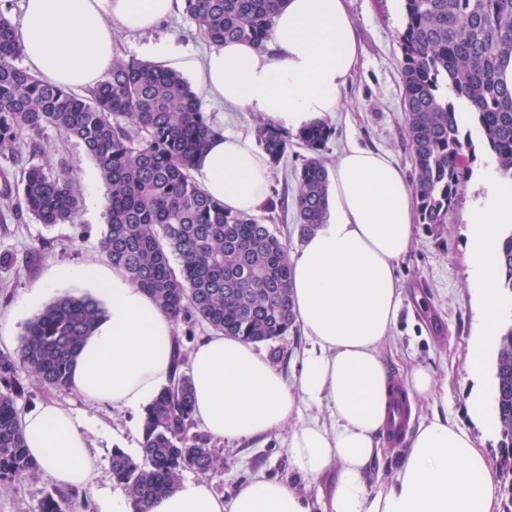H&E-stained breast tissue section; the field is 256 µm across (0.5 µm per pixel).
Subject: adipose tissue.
<instances>
[{
  "label": "adipose tissue",
  "instance_id": "ef3b65f1",
  "mask_svg": "<svg viewBox=\"0 0 512 512\" xmlns=\"http://www.w3.org/2000/svg\"><path fill=\"white\" fill-rule=\"evenodd\" d=\"M176 0H25L20 30L29 69L67 88L96 87L111 70L118 32L146 31ZM347 0H286L265 49L233 41L203 61L165 43L152 49L168 67L188 70L205 100L260 113L295 132L337 111L340 91L360 58ZM200 187L233 212L256 211L268 197L270 165L244 138L220 134L195 162ZM468 276L478 305L471 372L481 375L496 339L499 271L488 241L512 224V186L487 187L469 209ZM413 194L402 170L382 152L352 147L338 158L324 224L290 258L293 311L310 346L294 380L248 342L220 332L190 351L193 416L212 437L244 440L284 429L306 406H324L329 422L301 421L288 442L305 478L332 475L323 512H496L499 480L468 429L440 413L422 418L395 477L370 488L381 456L392 382L382 348L401 307L396 265L412 244ZM62 283L90 288L106 316L70 374L87 399L121 411L147 407L172 374V322L122 273L89 262L57 267L23 301L30 308ZM30 455L60 487L96 486L99 459L92 421L46 403L21 420ZM150 512H312L287 482L258 473L231 500L203 480L180 481Z\"/></svg>",
  "mask_w": 512,
  "mask_h": 512
}]
</instances>
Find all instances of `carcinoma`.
I'll return each instance as SVG.
<instances>
[{
	"instance_id": "cac0c4a2",
	"label": "carcinoma",
	"mask_w": 512,
	"mask_h": 512,
	"mask_svg": "<svg viewBox=\"0 0 512 512\" xmlns=\"http://www.w3.org/2000/svg\"><path fill=\"white\" fill-rule=\"evenodd\" d=\"M204 40L222 46L247 41L263 49L286 0H184ZM398 34L411 188L423 224H446L470 179L476 152L512 178V0H404ZM23 52L16 28L0 14V154L16 153L51 126L79 140L105 186L107 223L100 249L113 268L151 297L173 322H204L226 336L262 343L288 334L292 308L288 245L252 215L231 212L194 180V158L219 132L184 76L120 55L98 86L84 95L48 83L15 64ZM326 122L295 134L306 149L297 172L294 220L299 235L327 216L329 172L321 152L333 135ZM257 146L277 167L290 135L268 121L255 128ZM0 196L46 226L75 224L81 211L76 178L53 176L39 165L18 181L3 173ZM500 287L512 294V226L495 242ZM105 315L90 295L62 296L28 321L19 347L0 351V486L41 466L26 448L17 401L23 370L40 388H69L70 367L83 341ZM173 374L143 421L141 456L112 449L114 483L132 512H148L190 469L212 479L224 457L193 428L192 380L187 355L172 353ZM501 449L504 512H512V324L498 338L493 393ZM86 492L56 489L37 512H87Z\"/></svg>"
}]
</instances>
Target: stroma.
<instances>
[{"instance_id": "1", "label": "stroma", "mask_w": 512, "mask_h": 512, "mask_svg": "<svg viewBox=\"0 0 512 512\" xmlns=\"http://www.w3.org/2000/svg\"><path fill=\"white\" fill-rule=\"evenodd\" d=\"M348 8L363 51L352 78L341 92L337 112L328 119L335 133L326 144L322 160L327 169H334L340 152L355 144L387 153L404 175H411L399 68L403 0H348ZM161 40L170 41L194 58L211 49L210 43L197 35L192 19L181 11L151 31L118 34V51L123 57L145 62L149 59L147 45ZM40 145V153L24 156L19 165L10 157L0 156V171H7L16 179L25 164L43 166L53 175L67 167L79 181L83 198L103 197L104 187L95 163L82 143L65 139L48 127L40 136ZM304 154L303 148L291 146L283 163L272 172L271 188L284 198V208L273 213L260 209L255 213L260 223L270 224L280 232L293 252L302 244L294 222V199L296 173ZM487 161V156H479L447 223L416 224L411 248L396 266L402 306L384 354L389 372L398 383L413 366L431 367L437 391L432 397L416 399L417 413L426 416L447 409L449 418L467 427L478 447L484 448L495 464L500 459L498 428L474 420L468 407L475 391L491 394L495 356L487 354L482 379L472 378L469 339L475 311L468 279L469 237L463 220L467 210L482 203L486 185L495 179ZM105 222L104 208L85 207L78 224L48 228L31 216H17L12 206L0 200V255L11 257L10 263L0 266V329H9L11 347L19 346L25 324L24 318L17 315L20 303L40 286L52 268L100 261L99 242ZM35 246L40 253L32 263L28 253ZM307 346L308 341L297 326L287 336L257 344L256 349L267 356L279 351L274 364L290 377ZM16 379L25 388L24 396L17 402L19 413L57 402L80 419L97 421L99 432L93 440L101 474L98 491L89 494L88 500L91 512H98L99 492L114 486L110 470L113 448H123L135 457L141 454L142 414L99 407L69 389L43 390L33 385L22 371ZM289 437L290 432L285 429L253 440L222 442L224 469L210 479L212 490L228 499L243 481L263 473L296 484L310 501H318L320 485L303 479L296 471L288 453ZM53 488V482L44 473L34 479H15L0 488V512H35L41 498Z\"/></svg>"}]
</instances>
